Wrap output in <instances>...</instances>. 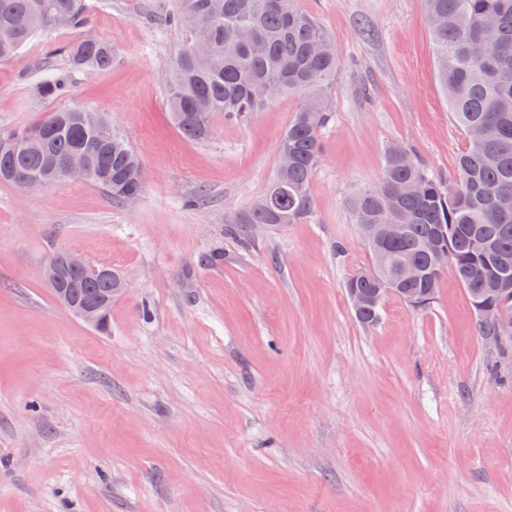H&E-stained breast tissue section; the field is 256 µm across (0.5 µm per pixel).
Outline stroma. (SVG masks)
I'll return each instance as SVG.
<instances>
[{
  "mask_svg": "<svg viewBox=\"0 0 512 512\" xmlns=\"http://www.w3.org/2000/svg\"><path fill=\"white\" fill-rule=\"evenodd\" d=\"M84 27L0 61V137L67 108L139 155L121 203L63 181L0 183V512H512V344L479 332L453 272L430 306L388 296L359 323L347 278L371 263L350 208L388 146L440 180L468 139L436 78L422 0H295L341 65L312 178L314 207L252 229L300 100L212 116L204 142L167 108L187 38L177 0H85ZM97 38L102 72L65 48ZM68 90L46 97V69ZM60 251L124 278L108 333L39 277Z\"/></svg>",
  "mask_w": 512,
  "mask_h": 512,
  "instance_id": "35a3bbf8",
  "label": "stroma"
}]
</instances>
